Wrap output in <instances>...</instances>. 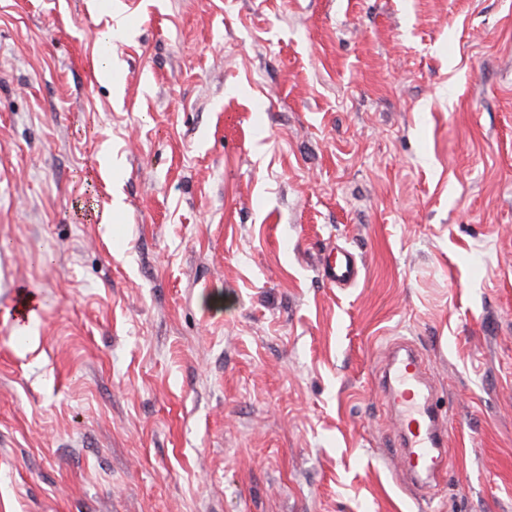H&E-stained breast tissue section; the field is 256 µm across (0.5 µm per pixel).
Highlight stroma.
Masks as SVG:
<instances>
[{"label":"stroma","instance_id":"obj_1","mask_svg":"<svg viewBox=\"0 0 512 512\" xmlns=\"http://www.w3.org/2000/svg\"><path fill=\"white\" fill-rule=\"evenodd\" d=\"M0 512H512V0H0ZM320 269L322 277L339 288L349 286L360 276L356 257L346 250L340 251L333 261L322 259ZM386 363L382 388L399 420V448L407 475L430 487L448 459L450 431L438 411L423 361L412 347Z\"/></svg>","mask_w":512,"mask_h":512}]
</instances>
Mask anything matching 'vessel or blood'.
<instances>
[{
  "mask_svg": "<svg viewBox=\"0 0 512 512\" xmlns=\"http://www.w3.org/2000/svg\"><path fill=\"white\" fill-rule=\"evenodd\" d=\"M323 278L342 288L358 280L356 257L341 251L334 260H321ZM382 388L399 420L398 440L407 474L430 484L448 459L450 431L438 410L419 354L413 348L395 353L386 363Z\"/></svg>",
  "mask_w": 512,
  "mask_h": 512,
  "instance_id": "1",
  "label": "vessel or blood"
}]
</instances>
